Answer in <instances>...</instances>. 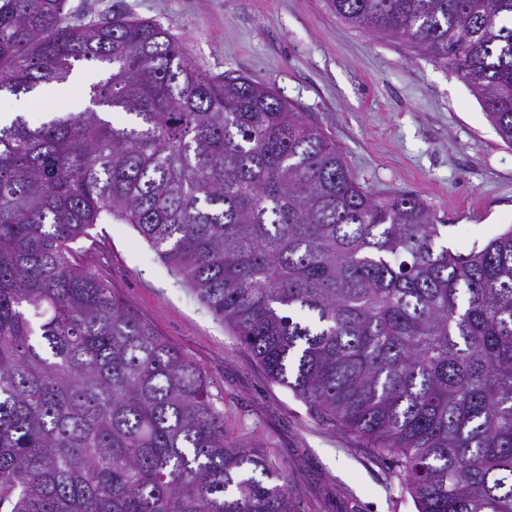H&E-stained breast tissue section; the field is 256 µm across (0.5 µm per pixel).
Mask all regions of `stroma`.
Instances as JSON below:
<instances>
[{"instance_id":"1","label":"stroma","mask_w":512,"mask_h":512,"mask_svg":"<svg viewBox=\"0 0 512 512\" xmlns=\"http://www.w3.org/2000/svg\"><path fill=\"white\" fill-rule=\"evenodd\" d=\"M89 18L160 23L211 74L274 89L319 126L376 200L426 202L466 249L512 224V146L448 66L336 15L329 0H69ZM84 264L190 358L224 409L229 438L282 471L295 512H417L389 459L317 421L270 381L232 332L127 224L80 239Z\"/></svg>"}]
</instances>
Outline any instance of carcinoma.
<instances>
[{
  "label": "carcinoma",
  "instance_id": "carcinoma-1",
  "mask_svg": "<svg viewBox=\"0 0 512 512\" xmlns=\"http://www.w3.org/2000/svg\"><path fill=\"white\" fill-rule=\"evenodd\" d=\"M67 3L0 0V93L106 66L84 111L0 123V506L294 512L195 363L85 267L75 244L116 220L270 380L391 458L418 512H512V225L452 249L270 88ZM330 5L451 64L512 144V0Z\"/></svg>",
  "mask_w": 512,
  "mask_h": 512
}]
</instances>
